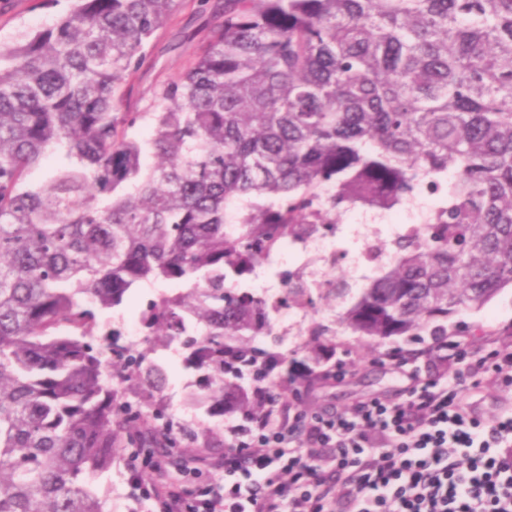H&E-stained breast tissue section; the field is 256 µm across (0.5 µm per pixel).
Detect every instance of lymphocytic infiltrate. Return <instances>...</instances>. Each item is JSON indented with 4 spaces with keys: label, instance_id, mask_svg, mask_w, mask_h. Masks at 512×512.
I'll use <instances>...</instances> for the list:
<instances>
[{
    "label": "lymphocytic infiltrate",
    "instance_id": "lymphocytic-infiltrate-1",
    "mask_svg": "<svg viewBox=\"0 0 512 512\" xmlns=\"http://www.w3.org/2000/svg\"><path fill=\"white\" fill-rule=\"evenodd\" d=\"M224 484L187 493L144 459L160 512H512V409L475 416L459 386L424 382L305 423L272 406L227 420ZM328 449L321 474L306 456Z\"/></svg>",
    "mask_w": 512,
    "mask_h": 512
}]
</instances>
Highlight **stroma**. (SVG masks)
Segmentation results:
<instances>
[{
	"mask_svg": "<svg viewBox=\"0 0 512 512\" xmlns=\"http://www.w3.org/2000/svg\"><path fill=\"white\" fill-rule=\"evenodd\" d=\"M67 0H59L57 7L42 6L41 0H0V48L11 44L17 34L25 29H38L50 24L57 12L66 10ZM224 0H183L179 9L157 33L146 50L143 63L127 78V95L121 106L125 112L152 111L162 90L177 81L196 58L206 43L209 32L221 21ZM432 200L418 199L416 206L376 213L363 208L343 211L338 218V229L333 247L339 264L329 270L323 257L299 253L289 256L288 266L295 280L309 281L314 270L326 272L328 279L348 283L350 288L364 287L373 272L355 267L353 259L362 247L358 234L360 225H379V243L391 249V227L395 224L419 222L420 211L431 208ZM178 281L144 282L133 288L124 303L98 315L100 332L119 330L123 341L138 345L143 341L138 321L140 308L159 294L181 289ZM338 311L336 302L319 303L317 311L307 312L301 319L290 323L288 334L282 337L278 351H296L319 325H331ZM450 339L464 343L471 359H479L491 350L512 352V288L504 289L495 299L477 311H464L448 320ZM331 356L326 364L328 376L311 386L292 392L278 388L279 402L288 404L292 412L305 417L326 411H348L353 405L373 398H406L413 385L419 382L448 379L456 383V375H445L443 365L428 357L431 339L410 344L415 360L396 364L389 355L393 343L368 345L359 337L336 335L330 337ZM186 352L181 346H161L154 354L155 360L165 370L164 403L174 426L185 432L212 429L223 433L224 423L207 416L203 411L190 407L187 397L196 390L197 372L184 364ZM467 398L475 414L487 418L501 412L512 401V389L500 384L493 374H485L478 387L467 389ZM142 461L133 449H126L111 468L93 481V487L105 499L108 512H156L153 500L148 499L143 488L131 479L133 469Z\"/></svg>",
	"mask_w": 512,
	"mask_h": 512,
	"instance_id": "1",
	"label": "stroma"
}]
</instances>
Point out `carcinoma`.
I'll return each mask as SVG.
<instances>
[{
	"mask_svg": "<svg viewBox=\"0 0 512 512\" xmlns=\"http://www.w3.org/2000/svg\"><path fill=\"white\" fill-rule=\"evenodd\" d=\"M180 4L71 0L0 50V512H105L96 474L176 447L156 336L190 349L193 405L258 417L260 387L327 375L322 337L446 336L512 288V0H224L157 107L118 111ZM422 181L446 194L432 227L393 241L301 359L259 347L277 308L240 284L280 240L390 211ZM151 280L188 287L143 309L147 348L114 334L104 357L93 307ZM350 292L285 288L302 308Z\"/></svg>",
	"mask_w": 512,
	"mask_h": 512,
	"instance_id": "1",
	"label": "carcinoma"
}]
</instances>
